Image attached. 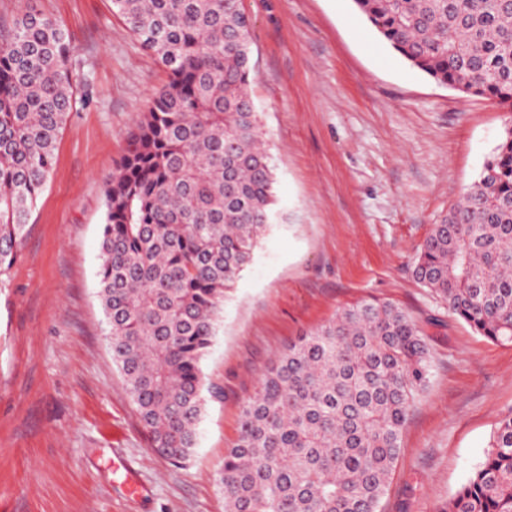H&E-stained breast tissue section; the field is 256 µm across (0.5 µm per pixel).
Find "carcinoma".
Segmentation results:
<instances>
[{"mask_svg": "<svg viewBox=\"0 0 512 512\" xmlns=\"http://www.w3.org/2000/svg\"><path fill=\"white\" fill-rule=\"evenodd\" d=\"M169 71L104 186L98 298L112 361L150 447H196L202 362L224 299L276 217L249 94L241 0H111ZM406 61L512 112V0H354ZM79 63L63 25L29 10L0 32V288L73 111ZM413 276L479 336L512 345V128L431 231ZM431 376L415 321L376 299L276 357L242 404L218 479L224 512H379L409 411ZM444 512H512V412Z\"/></svg>", "mask_w": 512, "mask_h": 512, "instance_id": "1", "label": "carcinoma"}]
</instances>
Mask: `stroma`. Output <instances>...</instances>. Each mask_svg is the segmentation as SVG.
<instances>
[{"mask_svg": "<svg viewBox=\"0 0 512 512\" xmlns=\"http://www.w3.org/2000/svg\"><path fill=\"white\" fill-rule=\"evenodd\" d=\"M242 5L278 217L224 301L202 363L224 394L206 396L194 452L178 465L149 446L97 297L105 180L167 72L110 0H0V24L32 6L61 22L84 65L0 289V512H224L218 473L264 369L370 297L409 312L432 365L382 512H443L512 411V345L473 333L412 274L512 112L412 67L353 0Z\"/></svg>", "mask_w": 512, "mask_h": 512, "instance_id": "1", "label": "stroma"}]
</instances>
